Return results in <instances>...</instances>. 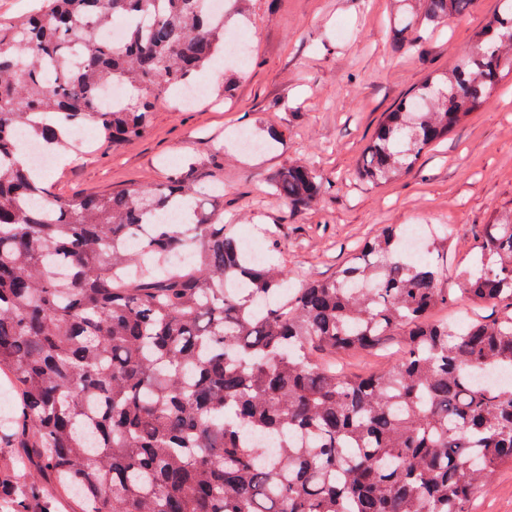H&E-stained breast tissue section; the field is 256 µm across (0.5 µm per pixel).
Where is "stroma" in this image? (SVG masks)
Returning a JSON list of instances; mask_svg holds the SVG:
<instances>
[{
	"label": "stroma",
	"instance_id": "obj_1",
	"mask_svg": "<svg viewBox=\"0 0 512 512\" xmlns=\"http://www.w3.org/2000/svg\"><path fill=\"white\" fill-rule=\"evenodd\" d=\"M498 0H479L418 52L393 51V0H250L246 38L257 66L225 95L223 84L188 109L160 105L146 133L110 149L96 126L79 151L55 155L44 185L51 195L116 192L164 182L172 161L204 164L224 188V221L266 245L293 281L325 280L388 224H452L450 300L441 317L477 310L459 292V272L475 258L485 224L512 210V76L497 94L422 154L414 170L373 187L356 165L386 112L432 70L466 55ZM287 125L273 151L242 150L244 127ZM294 159L332 182L311 207L294 210L273 195L269 179Z\"/></svg>",
	"mask_w": 512,
	"mask_h": 512
}]
</instances>
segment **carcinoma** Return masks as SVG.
I'll use <instances>...</instances> for the list:
<instances>
[{"mask_svg":"<svg viewBox=\"0 0 512 512\" xmlns=\"http://www.w3.org/2000/svg\"><path fill=\"white\" fill-rule=\"evenodd\" d=\"M392 47L419 50L474 0H400ZM149 16L116 50L101 31ZM224 18L208 0H40L0 22V374L12 411L0 447L26 478L0 467L10 512H470L512 465V212L477 237L460 274L490 314L457 323L435 227V262L387 225L327 280L280 298L288 271L253 263L224 203L190 224L165 217L197 193L198 166L118 192L51 197L17 135L51 153L92 120L118 145L144 134L159 102L224 55ZM512 63V0L451 71L426 76L389 112L357 176L396 180L425 147L488 100ZM118 79L135 93L106 107ZM293 210L329 180L295 159L270 180ZM134 249L124 241L143 222ZM179 247L193 263L158 271ZM229 281L243 287L226 291ZM391 359L366 376L336 354ZM258 436L275 439L268 452Z\"/></svg>","mask_w":512,"mask_h":512,"instance_id":"obj_1","label":"carcinoma"}]
</instances>
